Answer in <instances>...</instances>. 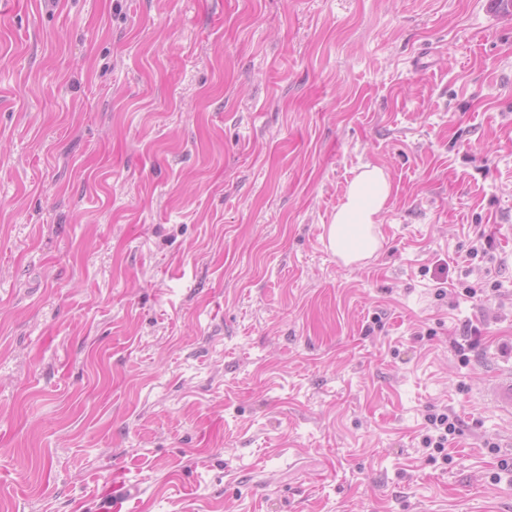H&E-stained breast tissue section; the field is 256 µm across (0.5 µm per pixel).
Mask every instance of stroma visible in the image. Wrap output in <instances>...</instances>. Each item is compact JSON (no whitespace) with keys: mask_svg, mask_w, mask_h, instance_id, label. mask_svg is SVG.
<instances>
[{"mask_svg":"<svg viewBox=\"0 0 512 512\" xmlns=\"http://www.w3.org/2000/svg\"><path fill=\"white\" fill-rule=\"evenodd\" d=\"M500 224L492 0H0V512H512ZM388 173L380 166L366 165L349 183L344 201L328 226V246L351 260L371 257L379 248L373 235L379 216L392 195ZM484 396L497 409L512 413V372L491 380L484 388ZM427 422L437 435L425 436L423 443L425 448H432L433 452L441 454L442 458L447 457L448 453H444L448 444V436L453 435L459 425L457 416L448 411L430 414Z\"/></svg>","mask_w":512,"mask_h":512,"instance_id":"35a3bbf8","label":"stroma"}]
</instances>
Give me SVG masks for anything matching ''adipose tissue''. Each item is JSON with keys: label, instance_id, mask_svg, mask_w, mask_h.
I'll use <instances>...</instances> for the list:
<instances>
[{"label": "adipose tissue", "instance_id": "ef3b65f1", "mask_svg": "<svg viewBox=\"0 0 512 512\" xmlns=\"http://www.w3.org/2000/svg\"><path fill=\"white\" fill-rule=\"evenodd\" d=\"M391 195L392 183L385 169L365 166L350 182L328 226L329 248L355 261L371 257L379 248L373 229Z\"/></svg>", "mask_w": 512, "mask_h": 512}]
</instances>
